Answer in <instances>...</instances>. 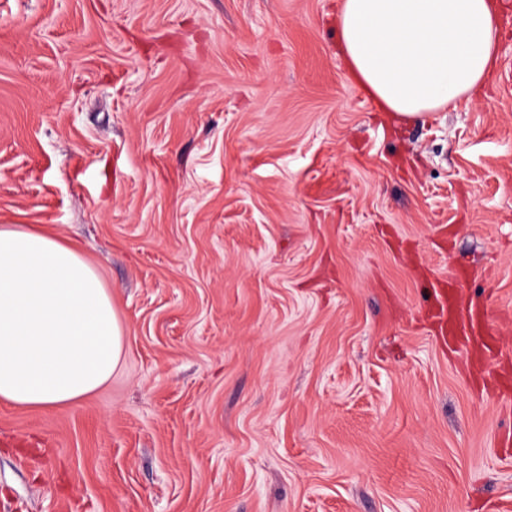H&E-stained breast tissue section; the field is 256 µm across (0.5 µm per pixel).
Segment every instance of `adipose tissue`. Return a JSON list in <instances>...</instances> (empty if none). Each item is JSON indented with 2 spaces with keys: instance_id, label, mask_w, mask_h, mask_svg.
<instances>
[{
  "instance_id": "obj_1",
  "label": "adipose tissue",
  "mask_w": 512,
  "mask_h": 512,
  "mask_svg": "<svg viewBox=\"0 0 512 512\" xmlns=\"http://www.w3.org/2000/svg\"><path fill=\"white\" fill-rule=\"evenodd\" d=\"M339 54L396 122L481 95L496 64L495 0H343ZM123 329L95 268L58 236L0 226V404L74 405L123 354Z\"/></svg>"
}]
</instances>
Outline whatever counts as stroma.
<instances>
[{"instance_id":"35a3bbf8","label":"stroma","mask_w":512,"mask_h":512,"mask_svg":"<svg viewBox=\"0 0 512 512\" xmlns=\"http://www.w3.org/2000/svg\"><path fill=\"white\" fill-rule=\"evenodd\" d=\"M483 96L395 124L342 0H0V226L73 242L124 351L0 405V512H512V0ZM459 281L448 279L447 288L441 284L433 285L428 294V307L439 322L452 335L450 341L475 343L488 334L485 312L480 306L465 310L458 302Z\"/></svg>"}]
</instances>
